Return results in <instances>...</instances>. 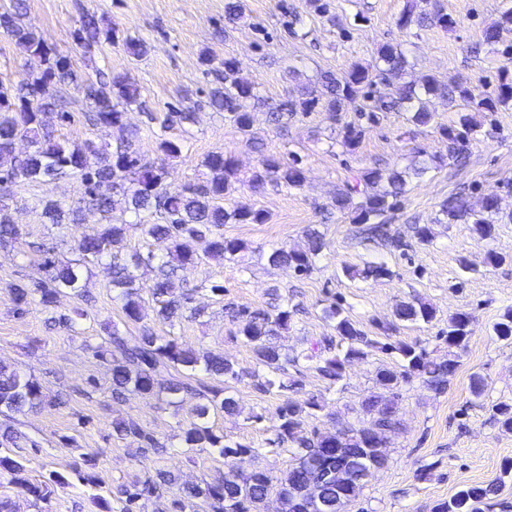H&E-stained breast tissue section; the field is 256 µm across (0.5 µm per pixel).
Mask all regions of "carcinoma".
Returning <instances> with one entry per match:
<instances>
[{
	"instance_id": "1",
	"label": "carcinoma",
	"mask_w": 512,
	"mask_h": 512,
	"mask_svg": "<svg viewBox=\"0 0 512 512\" xmlns=\"http://www.w3.org/2000/svg\"><path fill=\"white\" fill-rule=\"evenodd\" d=\"M27 0H10L0 11V29L14 41L26 58L25 76L19 83L0 85V246L15 240L21 233L5 203V188L19 182L49 185L73 177L84 187L82 197L67 204L50 195L35 198L33 209L42 222L58 230L60 241L70 245L78 258L62 263L53 258L54 248L40 251L31 260L27 280L11 286L19 313L35 304L48 309L56 306L63 296H73L91 304L86 290L91 262H107L112 269L113 300L119 309V319L104 327L105 336L92 348L97 357L112 358L111 395L115 402L132 396L154 400L159 409H177L184 397L199 399L193 416L182 428L178 444L160 440L131 418H118L112 423L115 435L141 447L150 448L163 456L167 449L178 446L190 453L198 448L224 460V473L211 482L195 484L178 482L169 471L155 470L144 478L135 476L120 486V512H147V502L160 497L162 490L173 486L177 492L163 512H191L203 502L209 512H261L271 490L287 505V512H345L358 500L375 472L388 464L384 443L401 430L397 405L403 385L415 380L440 394L448 386L458 367V351L465 349L472 334L470 316L457 312L448 317V328L440 339L448 345V357L439 358L421 341H406L385 337L380 341L369 336L359 323L350 318L341 303L332 301L324 308V317L333 333L309 342L305 348L288 346L285 335L291 329L296 305L286 296H278L267 308L227 306L225 310L235 326L233 339L253 353L255 368L251 379L255 389L264 393L303 390L302 379L280 378L288 365L315 371L326 382L330 392L343 379L346 365L353 360H368L379 350L393 356L394 365L376 368V383L382 391L366 396L360 405L358 424L336 423L321 431L309 427L316 413L325 409V398L309 395L287 398L278 409V429L275 442L288 445L293 463L275 475L256 466L246 472L238 466L244 457L256 459L259 449L249 443L228 442L215 433L212 414L239 413V402L230 382L241 380L243 372L222 354L185 347L178 342L172 329L185 319L197 318L205 308L195 305L194 294L210 289L224 293V286L206 284L185 289L179 273L194 268L203 261H236L250 250L239 239L224 237L226 224H265L269 216L261 209L225 204L229 190L237 181V167L224 150L209 153L204 161L205 179L175 188L166 182V165L182 156L186 141L169 136L166 122L152 131L158 161H143L137 148L138 131L126 126L130 108L142 104L140 86L123 75H110L95 70V78H82L72 67L70 57L56 46L30 30L23 22ZM437 23L445 27L454 21L435 11L410 7L403 11L397 26L425 27ZM512 32V5L503 4L498 18L485 28L479 46L489 52L496 49L502 34ZM119 36L113 27H106L97 15L86 13L73 33V41L90 53L101 41L116 42ZM201 63L215 74L216 86L208 95V106L224 113L225 119L242 134L248 146L261 151L262 140L254 128L253 106L258 96L255 87L239 77L240 64L234 58L216 60L210 52L201 54ZM410 67L408 58L394 44H382L372 65L355 63L341 74L323 72L314 88L282 103L267 113L268 124L280 127L298 114L316 107L328 112L335 122L340 113L352 112L355 119L342 122L341 139L336 144L351 150L359 143L363 125H374L380 115L390 111L407 112L415 126H429L434 121L426 99L444 96L463 103L459 126L443 127L448 141V158H461V142L468 137L486 134L480 119L484 112L512 106V76L504 70L496 90L485 93L466 82L444 84L428 75L420 80H405ZM391 87L386 95L377 93V85ZM73 89L89 102L90 120L94 125L127 132L115 151H102L91 142L70 143L54 134L52 119L61 122L69 118L64 92ZM25 141L28 150L15 151V144ZM437 165L435 158L424 153L420 159L402 169L371 168L346 181L336 191L332 207L352 215V222L365 225L364 232L380 238L395 250L406 246L402 236L390 232L387 214L407 191L408 180L420 178ZM304 183L302 159L290 152L287 156H265L252 172L248 185L254 192L267 186L283 191L299 189ZM120 209L136 218L134 226L146 242L166 241L167 252L145 255L124 252L129 225L102 224L94 234H81L78 224L83 212L92 210L104 217ZM500 205L497 196L486 194L478 204L470 202L463 192L442 201L438 224L465 221L477 241L488 245L486 266L495 268L504 256L491 242L499 223ZM306 245L294 248L286 243L273 246L267 252V263L273 268H288L298 275H309L324 257L326 242L316 228L306 230ZM154 272L151 284H143V270ZM343 274L353 281L369 282L389 278L392 270L383 262H367L360 268L345 267ZM155 304V321L169 327L164 334L144 323L147 307L143 292ZM436 315L431 303L416 298L401 302L394 310L395 321L382 327L396 331L405 324L429 323ZM139 328L140 335L129 342V326ZM492 332L502 340H512V307L504 309ZM47 403L41 383L32 374L11 369L0 363V414L24 415ZM495 421L501 429L512 432V400L493 406ZM36 447V441L6 424L0 429V447ZM34 502L48 500L54 487L65 483V477L53 472L43 481L32 482L26 477L24 458L0 455V472ZM501 485L463 486L448 501L435 506L434 512H512V503L498 501Z\"/></svg>"
}]
</instances>
